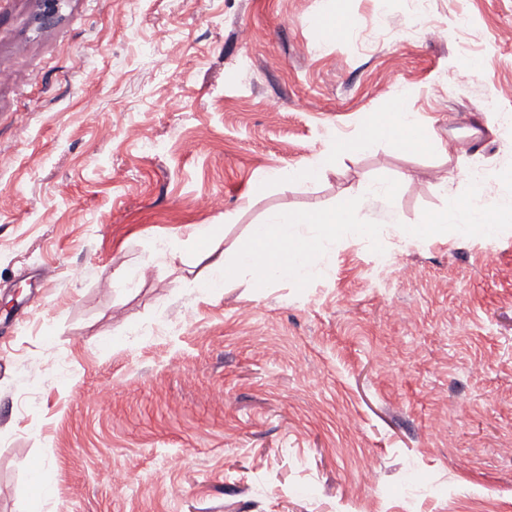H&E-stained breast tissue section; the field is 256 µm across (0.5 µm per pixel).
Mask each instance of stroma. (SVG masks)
Here are the masks:
<instances>
[{
  "instance_id": "stroma-1",
  "label": "stroma",
  "mask_w": 512,
  "mask_h": 512,
  "mask_svg": "<svg viewBox=\"0 0 512 512\" xmlns=\"http://www.w3.org/2000/svg\"><path fill=\"white\" fill-rule=\"evenodd\" d=\"M508 30L512 0H0V512H512V222L400 231L477 159L512 199ZM394 112L422 142L251 198ZM358 195L316 275L209 288L269 212Z\"/></svg>"
}]
</instances>
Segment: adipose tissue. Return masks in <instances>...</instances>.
Listing matches in <instances>:
<instances>
[{"instance_id":"adipose-tissue-1","label":"adipose tissue","mask_w":512,"mask_h":512,"mask_svg":"<svg viewBox=\"0 0 512 512\" xmlns=\"http://www.w3.org/2000/svg\"><path fill=\"white\" fill-rule=\"evenodd\" d=\"M344 149L342 142H333L303 169L289 174L271 170L259 176L256 184L262 188L273 181L288 183L321 175ZM359 208L358 200L349 199L329 212L270 213L265 222L253 228L247 243L237 250L234 258H227L222 252L210 253L211 275L217 281L228 280L234 271L251 273L258 280L267 277L305 279L311 272L312 264L307 248L308 239L301 232L302 226H315L323 239L334 238L342 230L364 237L369 234L370 228L359 222Z\"/></svg>"}]
</instances>
